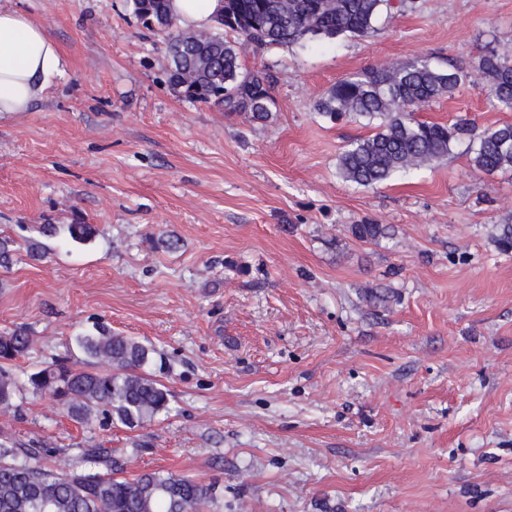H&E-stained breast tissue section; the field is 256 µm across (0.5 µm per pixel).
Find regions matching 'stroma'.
<instances>
[{
    "mask_svg": "<svg viewBox=\"0 0 512 512\" xmlns=\"http://www.w3.org/2000/svg\"><path fill=\"white\" fill-rule=\"evenodd\" d=\"M0 6L67 60L30 111L0 115V231L96 230L0 268V334L36 338L11 371L80 367L74 336L103 323L164 358L173 407L84 427L28 393L0 434L194 477L219 512H512V171H475L460 143L359 187L337 162L371 127L317 110L340 79L422 58L470 81L417 119L512 123L475 70L488 30L512 55V0H405L376 33L246 54L275 78L265 123L174 92L128 0ZM366 223L390 232L361 242ZM90 224H43L38 232L46 237H54L63 234L73 242L82 243L87 241L94 233Z\"/></svg>",
    "mask_w": 512,
    "mask_h": 512,
    "instance_id": "stroma-1",
    "label": "stroma"
}]
</instances>
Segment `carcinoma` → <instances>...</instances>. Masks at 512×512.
I'll return each mask as SVG.
<instances>
[{
	"label": "carcinoma",
	"instance_id": "carcinoma-1",
	"mask_svg": "<svg viewBox=\"0 0 512 512\" xmlns=\"http://www.w3.org/2000/svg\"><path fill=\"white\" fill-rule=\"evenodd\" d=\"M133 13L145 27L167 40L169 84L190 103H208L253 121H266L274 105L272 74L266 66L242 67L243 44L260 51L271 45L300 44L308 39L365 36L375 31L391 0H224L216 25L207 30L179 26L170 0H131ZM233 32L243 41L230 40ZM485 53L476 70L481 91L504 110L512 111V56L496 47L488 31ZM469 73L447 70L417 59L393 73L384 66L336 82L320 103L330 121L362 117L374 133L348 145L338 159L339 176L362 187L383 183L445 159L452 144L468 140L470 161L485 173L512 169V124L475 134L460 119L448 126L420 121L414 112L442 96H453ZM383 224H354L352 235L375 242L386 235ZM46 237L63 234L82 243L93 235L89 224H43ZM16 243L0 235V268L14 262ZM33 342L30 331L17 327L0 335V408L17 407L20 388L5 364L23 356ZM89 368L47 366L30 373L27 385L50 396L74 422L89 426L107 416L128 428L171 415L166 386L148 371L155 349L106 325L74 336ZM49 448L7 437L0 439V512H200L217 501L214 488L167 470L122 476L124 461L100 445L65 454L54 466L45 463Z\"/></svg>",
	"mask_w": 512,
	"mask_h": 512
}]
</instances>
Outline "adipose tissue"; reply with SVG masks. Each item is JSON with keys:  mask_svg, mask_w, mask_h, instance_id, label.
<instances>
[{"mask_svg": "<svg viewBox=\"0 0 512 512\" xmlns=\"http://www.w3.org/2000/svg\"><path fill=\"white\" fill-rule=\"evenodd\" d=\"M65 68L47 25L0 7V113L29 111L49 79Z\"/></svg>", "mask_w": 512, "mask_h": 512, "instance_id": "obj_1", "label": "adipose tissue"}]
</instances>
